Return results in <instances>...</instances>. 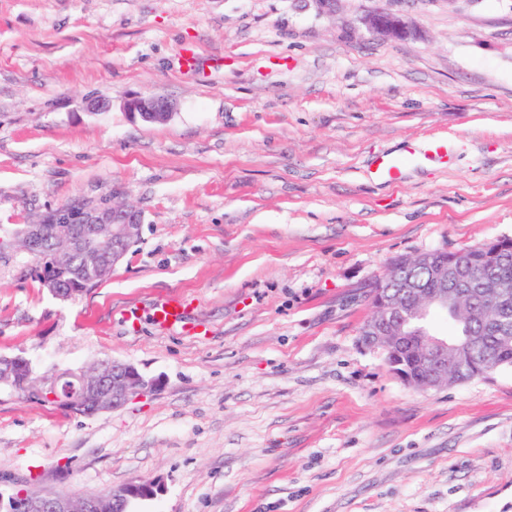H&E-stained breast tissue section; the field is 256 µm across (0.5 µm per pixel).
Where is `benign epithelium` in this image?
Masks as SVG:
<instances>
[{
  "instance_id": "obj_1",
  "label": "benign epithelium",
  "mask_w": 512,
  "mask_h": 512,
  "mask_svg": "<svg viewBox=\"0 0 512 512\" xmlns=\"http://www.w3.org/2000/svg\"><path fill=\"white\" fill-rule=\"evenodd\" d=\"M360 23L373 34L390 39H405L411 35V27L402 16L389 11H376L363 15ZM125 110L151 123L167 121L175 110V104L163 96H134L125 103ZM60 224L54 232L57 242L70 251L83 253L84 263L80 275L92 282L100 268L119 263L127 252V246L138 242L141 234L142 216L134 207H118L110 198L100 200L84 208L69 204L57 207L35 224H28L21 236L28 245H33L45 234V225ZM107 229L110 247L101 249L89 242V233L98 227ZM439 251L432 250L417 255V265L428 278L441 286V292L423 299L422 284L411 273L405 274L396 285L402 288L405 299L398 300L392 293L396 287L382 276L377 279L371 298L382 306L383 315L369 326V338L362 345L369 349L388 353L382 337L392 328L404 330L405 325L422 318L429 312V305L448 307V295L460 291L492 288L495 296L505 300L509 296L508 285L494 280L485 265L476 266L463 259L443 262ZM402 340L417 348L429 370L430 383L435 384L448 375V340L436 336H404ZM102 375L91 383L84 377L70 378L56 374L45 378L50 389L48 398L68 409L82 404L88 393L96 396L93 412H111L133 395L155 390L160 386L157 378H148L135 366L109 360L101 362ZM164 492L161 484L131 482L110 492L106 496L82 501L80 510H75L74 498L68 495L30 493L25 489L17 492V507L20 512H107L104 506L127 499H154Z\"/></svg>"
}]
</instances>
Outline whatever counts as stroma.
I'll return each mask as SVG.
<instances>
[{
  "instance_id": "35a3bbf8",
  "label": "stroma",
  "mask_w": 512,
  "mask_h": 512,
  "mask_svg": "<svg viewBox=\"0 0 512 512\" xmlns=\"http://www.w3.org/2000/svg\"><path fill=\"white\" fill-rule=\"evenodd\" d=\"M376 10L411 36L367 32ZM150 94L168 122L126 112ZM435 139L449 165L373 178ZM115 190L141 237L83 296L0 256V356L162 385L92 417L0 387V492L160 479L130 512H512V367L420 390L360 342L392 259L512 238V0H0V228ZM172 293L202 334L145 318ZM125 110L151 123L167 121L175 110V104L163 96H134L125 103ZM415 161L416 152L412 148H409L408 154L404 157L379 156L372 162V173L377 179L395 183L403 178L408 163H414Z\"/></svg>"
}]
</instances>
